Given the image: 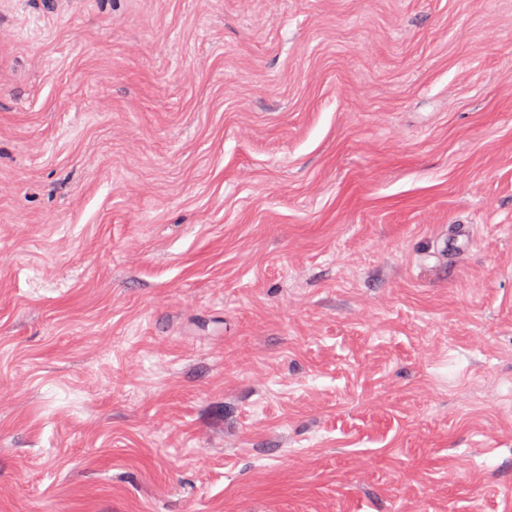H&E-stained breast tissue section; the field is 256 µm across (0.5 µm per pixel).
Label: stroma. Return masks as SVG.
I'll list each match as a JSON object with an SVG mask.
<instances>
[{
	"mask_svg": "<svg viewBox=\"0 0 512 512\" xmlns=\"http://www.w3.org/2000/svg\"><path fill=\"white\" fill-rule=\"evenodd\" d=\"M510 503L512 0H0V512ZM448 227V235H444L439 243V249L448 255V261L454 260L464 248L468 239V226L466 224H453Z\"/></svg>",
	"mask_w": 512,
	"mask_h": 512,
	"instance_id": "stroma-1",
	"label": "stroma"
}]
</instances>
